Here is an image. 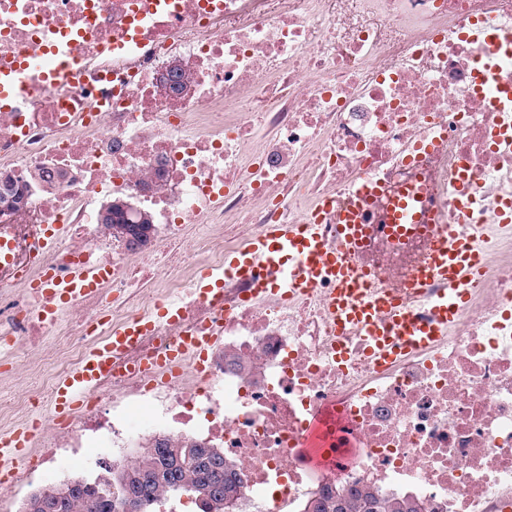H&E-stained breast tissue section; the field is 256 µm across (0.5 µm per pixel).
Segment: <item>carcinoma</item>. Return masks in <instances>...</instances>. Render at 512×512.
<instances>
[{
	"instance_id": "cac0c4a2",
	"label": "carcinoma",
	"mask_w": 512,
	"mask_h": 512,
	"mask_svg": "<svg viewBox=\"0 0 512 512\" xmlns=\"http://www.w3.org/2000/svg\"><path fill=\"white\" fill-rule=\"evenodd\" d=\"M114 237L151 243V216L136 212L129 219L107 224ZM106 475L95 486L83 481L78 487L64 484L56 512H130L125 490L138 478L145 479L143 499L137 512H150L162 494L187 495L201 504L203 512H228L238 484L233 464L222 448H197L180 440L159 442L138 450L133 465L105 466ZM305 512H427L422 501L409 494H382L372 487L326 493L312 501Z\"/></svg>"
}]
</instances>
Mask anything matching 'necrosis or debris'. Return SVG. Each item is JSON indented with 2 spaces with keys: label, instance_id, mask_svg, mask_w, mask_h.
<instances>
[{
  "label": "necrosis or debris",
  "instance_id": "necrosis-or-debris-1",
  "mask_svg": "<svg viewBox=\"0 0 512 512\" xmlns=\"http://www.w3.org/2000/svg\"><path fill=\"white\" fill-rule=\"evenodd\" d=\"M512 38V0H0V169L28 181L0 216V251L22 283L0 289V357L26 373L0 398V436L46 411L11 487L49 470L123 461L171 438L220 448L236 466L230 512H302L326 492L371 486L419 497L428 512H504L512 502V99L481 91L487 39ZM67 78L52 85L51 69ZM183 69L181 90L165 86ZM440 151L407 156L425 137ZM426 192L450 224L484 227L483 273L435 348L379 372L328 311L331 282L306 294L255 293L224 274L225 252L272 224L336 215L361 178ZM478 204L459 218L452 179ZM128 200L152 216L134 251L97 224ZM54 246L32 248L47 226ZM428 224L394 236L369 225L356 267L408 305L431 254ZM93 272L60 303L46 270ZM222 278L218 300L197 295ZM178 306L176 319L158 318ZM152 330L118 355L67 417L49 406L56 377L135 319ZM215 336L174 370L154 365L191 331ZM350 352L336 360L338 347ZM335 409L333 472L302 446ZM96 457H89V449Z\"/></svg>",
  "mask_w": 512,
  "mask_h": 512
}]
</instances>
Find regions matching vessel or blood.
Listing matches in <instances>:
<instances>
[{
  "instance_id": "b4317fda",
  "label": "vessel or blood",
  "mask_w": 512,
  "mask_h": 512,
  "mask_svg": "<svg viewBox=\"0 0 512 512\" xmlns=\"http://www.w3.org/2000/svg\"><path fill=\"white\" fill-rule=\"evenodd\" d=\"M380 182L364 179L354 187L346 205L337 215L339 246L327 244L320 225L276 224L238 250L224 256V271L240 278L253 277L264 267L279 273L274 284L289 295L304 293L322 280L335 281L330 309L336 321L351 326L365 343L364 355L374 368L385 370L406 356L432 348L448 334V327L467 298V290L481 275L477 224H438L434 227L432 257L423 269L421 281L435 280L443 290L430 304L429 316H421L399 302L394 295L374 287L356 271L347 257L349 247L361 239L376 200L382 195ZM429 199H405L396 203L386 218L390 224H414L419 209ZM149 328L136 320L105 343L93 347L81 368L60 380L54 402L57 415L67 416L93 389L97 379L112 368V354L133 345ZM212 342L208 336H185L158 365L165 366L187 353L202 351ZM335 413L315 417L309 424L304 446L314 467L327 464L319 444L321 432L335 422Z\"/></svg>"
}]
</instances>
